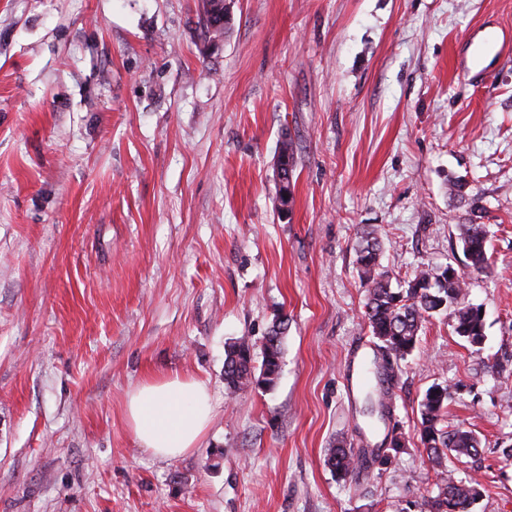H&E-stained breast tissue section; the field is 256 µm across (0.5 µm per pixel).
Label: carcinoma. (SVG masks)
Segmentation results:
<instances>
[{"label": "carcinoma", "mask_w": 512, "mask_h": 512, "mask_svg": "<svg viewBox=\"0 0 512 512\" xmlns=\"http://www.w3.org/2000/svg\"><path fill=\"white\" fill-rule=\"evenodd\" d=\"M205 26L208 37L225 34L229 21L226 0H203ZM284 160L294 168L293 140L284 131L281 134L276 160ZM448 184L454 195L467 201L470 214L477 215L479 199L466 192V183L459 177H449ZM463 265L480 273L489 266V234L487 226L471 220L459 225ZM356 264L361 282L367 287L364 318L382 349L399 361L416 347L419 331L427 318L441 311H451L453 332L462 341L474 345L485 336L482 307L469 302L465 277L448 276L450 266L436 271L418 268L404 284L393 287L389 275L379 263L381 241L372 231H364L354 246ZM288 332V320H273L263 345L261 364H256L253 344L245 337L225 347L224 384L236 393L253 383L272 388L280 377L283 341ZM448 403V386L431 385L420 404V440L433 469L440 473L436 483L437 494L428 501V512H473L470 500L472 488L480 485L474 478L457 479L445 468L448 453L456 459H468L479 454L481 439L470 430L450 428L443 424ZM326 464L337 474L346 476L360 468V459L351 448H329Z\"/></svg>", "instance_id": "cac0c4a2"}]
</instances>
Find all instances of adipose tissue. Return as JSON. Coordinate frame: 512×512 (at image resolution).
<instances>
[{
  "mask_svg": "<svg viewBox=\"0 0 512 512\" xmlns=\"http://www.w3.org/2000/svg\"><path fill=\"white\" fill-rule=\"evenodd\" d=\"M213 411L208 384L177 372L145 377L126 399V418L136 443L160 459H175L198 448Z\"/></svg>",
  "mask_w": 512,
  "mask_h": 512,
  "instance_id": "adipose-tissue-1",
  "label": "adipose tissue"
}]
</instances>
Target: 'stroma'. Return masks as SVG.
<instances>
[{
  "label": "stroma",
  "instance_id": "stroma-1",
  "mask_svg": "<svg viewBox=\"0 0 512 512\" xmlns=\"http://www.w3.org/2000/svg\"><path fill=\"white\" fill-rule=\"evenodd\" d=\"M0 0V512H420L436 473L419 408L448 386V426L480 454L475 512H512V0ZM295 145L277 205L276 146ZM468 181L491 264L467 277L478 351L429 318L380 369L382 418L347 386L363 320L358 233L392 279L461 254ZM288 316L273 389L228 395L224 349ZM206 381L199 448H138L127 394L150 373ZM399 447H392V440ZM372 448L336 475L333 446ZM203 10L208 37H222L229 25L230 15L226 0H204Z\"/></svg>",
  "mask_w": 512,
  "mask_h": 512
}]
</instances>
